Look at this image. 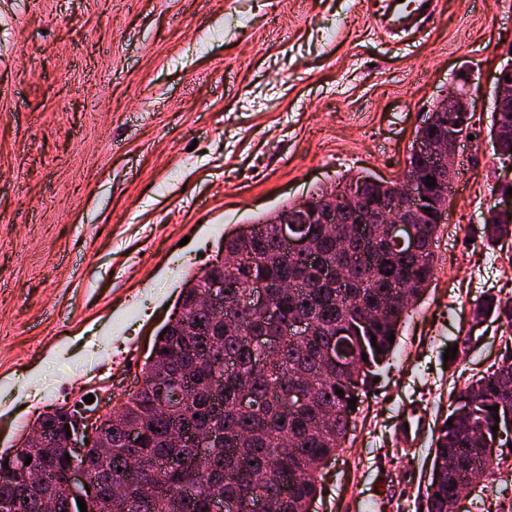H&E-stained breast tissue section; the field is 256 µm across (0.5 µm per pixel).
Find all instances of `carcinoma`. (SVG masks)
<instances>
[{"mask_svg":"<svg viewBox=\"0 0 512 512\" xmlns=\"http://www.w3.org/2000/svg\"><path fill=\"white\" fill-rule=\"evenodd\" d=\"M369 199L392 196L398 182L364 177ZM288 205L224 237V313L217 316L199 305L213 268L183 283L185 317L168 321L156 338L155 357L142 368L141 387L120 406L112 422L110 451L91 459L93 479L120 483L127 458L145 465L144 477L154 493L145 499L128 493L112 498V512H208L215 493L233 499L241 512H308L320 493L327 463L345 449L355 412L348 399L368 391L389 364L399 344L400 328L412 306L426 294L436 275L435 252L440 225L416 224L419 249H399L385 225L371 224L364 237L345 224L325 228L310 224L309 246L322 264L336 269V280L322 278L307 257L290 254L278 238L276 221ZM483 238L493 244L512 237V217L487 211ZM295 283L286 292L272 289L278 325L270 326L267 310L248 304L251 286ZM479 316L491 314L512 331V306L490 295L477 303ZM396 335L394 343L387 337ZM376 345H371V336ZM277 348L269 363L256 367L269 337ZM342 344V356L331 360L325 350ZM368 359H362V356ZM176 386L181 405L162 407V389ZM344 391L338 396L336 390ZM254 407L239 406L243 396ZM499 406L498 411L491 410ZM436 438L431 479L425 489L426 512H456L457 497L468 483L488 487L500 449L512 443V355L496 369L464 384ZM497 430H492V427ZM134 431L140 447H127ZM66 449L22 446L0 456V503L13 512H42V498L16 499L24 480L19 457L32 464L63 466ZM8 465H3V462ZM54 512H78L65 490L50 494Z\"/></svg>","mask_w":512,"mask_h":512,"instance_id":"carcinoma-1","label":"carcinoma"}]
</instances>
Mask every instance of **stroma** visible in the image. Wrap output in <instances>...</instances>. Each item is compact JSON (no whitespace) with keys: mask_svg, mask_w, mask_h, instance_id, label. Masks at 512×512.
<instances>
[{"mask_svg":"<svg viewBox=\"0 0 512 512\" xmlns=\"http://www.w3.org/2000/svg\"><path fill=\"white\" fill-rule=\"evenodd\" d=\"M382 0H0V452L38 414L141 383L183 281L239 225L359 176L402 178L417 128L471 73L470 140L437 274L322 471L312 512H420L437 429L512 335V238L480 227L512 188L488 136L512 0H438L377 32ZM473 336L467 353L446 348ZM488 297V300H485ZM480 302L477 303L475 308L477 316H489L487 312L489 307H492L491 316H495L503 326L507 328V331H512V306L507 304H501L492 295H486Z\"/></svg>","mask_w":512,"mask_h":512,"instance_id":"stroma-1","label":"stroma"}]
</instances>
